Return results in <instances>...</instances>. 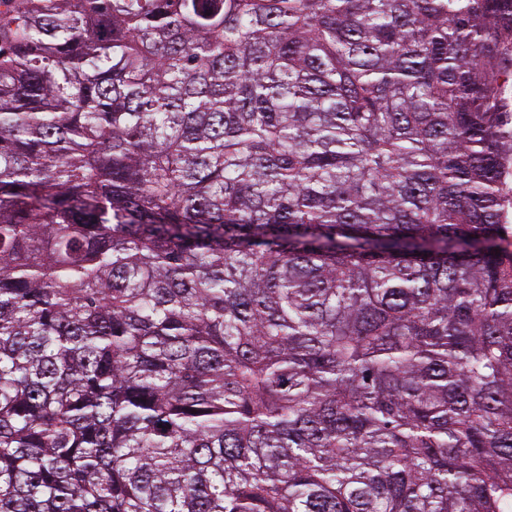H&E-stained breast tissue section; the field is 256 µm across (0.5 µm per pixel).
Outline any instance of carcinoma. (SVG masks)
I'll return each instance as SVG.
<instances>
[{
  "label": "carcinoma",
  "instance_id": "carcinoma-1",
  "mask_svg": "<svg viewBox=\"0 0 512 512\" xmlns=\"http://www.w3.org/2000/svg\"><path fill=\"white\" fill-rule=\"evenodd\" d=\"M512 0H0V512H512Z\"/></svg>",
  "mask_w": 512,
  "mask_h": 512
}]
</instances>
